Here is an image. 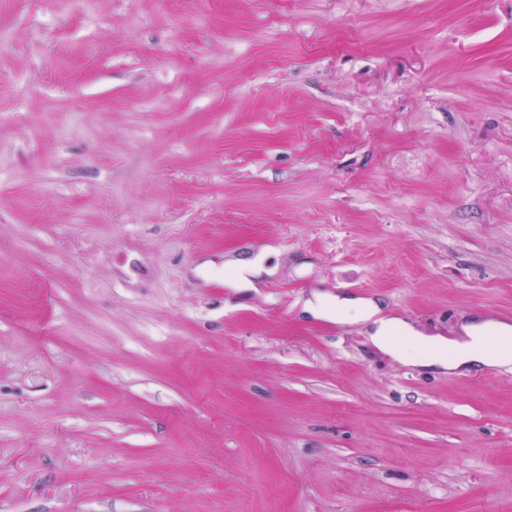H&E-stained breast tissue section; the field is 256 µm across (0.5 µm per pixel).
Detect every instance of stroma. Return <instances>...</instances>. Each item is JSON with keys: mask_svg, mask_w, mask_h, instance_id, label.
<instances>
[{"mask_svg": "<svg viewBox=\"0 0 512 512\" xmlns=\"http://www.w3.org/2000/svg\"><path fill=\"white\" fill-rule=\"evenodd\" d=\"M317 294L512 317V0H0V512H512V367ZM265 256L261 254L250 258H237L229 261L231 276L227 280V285L232 288H253L252 277L259 274L262 270ZM304 311L317 318H351L370 323L374 344L386 354L403 361L448 370L477 366H507L512 363V354H489L483 343V335L491 326L502 334H508L507 337H512V326L507 323L488 320L468 323L462 326L464 338L448 340L442 337L423 336L409 324L397 319L378 317L380 306L373 300L338 295L336 298L316 296L315 301H306ZM395 329L411 339L415 347L413 352L395 343L392 336Z\"/></svg>", "mask_w": 512, "mask_h": 512, "instance_id": "obj_1", "label": "stroma"}]
</instances>
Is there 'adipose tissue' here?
<instances>
[{
  "label": "adipose tissue",
  "instance_id": "adipose-tissue-1",
  "mask_svg": "<svg viewBox=\"0 0 512 512\" xmlns=\"http://www.w3.org/2000/svg\"><path fill=\"white\" fill-rule=\"evenodd\" d=\"M304 310L317 318H350L371 324L374 344L386 354L403 361L448 370L512 364V354L492 355L485 350L483 335L491 326L486 320L463 325V338L448 340L442 337L423 336L405 322L381 317L379 304L372 300L346 296H319L306 301ZM397 330L411 339L412 349H405L395 343L393 333Z\"/></svg>",
  "mask_w": 512,
  "mask_h": 512
}]
</instances>
